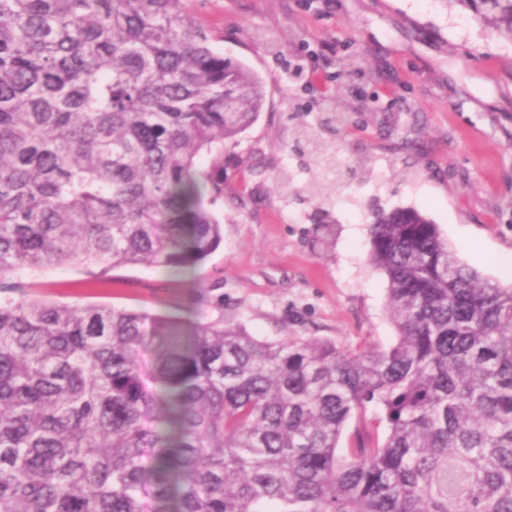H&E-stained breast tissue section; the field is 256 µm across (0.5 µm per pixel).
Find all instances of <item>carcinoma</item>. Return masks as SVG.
I'll return each instance as SVG.
<instances>
[{
	"mask_svg": "<svg viewBox=\"0 0 512 512\" xmlns=\"http://www.w3.org/2000/svg\"><path fill=\"white\" fill-rule=\"evenodd\" d=\"M186 2L0 0V512H512V288L415 209L374 218L396 340L356 353L15 281L221 244L197 158L224 167L265 89ZM448 2L512 41V0Z\"/></svg>",
	"mask_w": 512,
	"mask_h": 512,
	"instance_id": "obj_1",
	"label": "carcinoma"
}]
</instances>
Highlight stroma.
Instances as JSON below:
<instances>
[{
    "instance_id": "1",
    "label": "stroma",
    "mask_w": 512,
    "mask_h": 512,
    "mask_svg": "<svg viewBox=\"0 0 512 512\" xmlns=\"http://www.w3.org/2000/svg\"><path fill=\"white\" fill-rule=\"evenodd\" d=\"M225 58L265 88L257 120L224 143L220 246L185 273L62 265L36 297L224 319L260 340L328 339L357 352L396 332L368 263L378 211L414 208L460 262L512 285V42L444 0H191ZM339 108L316 148L301 128ZM351 168L316 190L317 156Z\"/></svg>"
}]
</instances>
